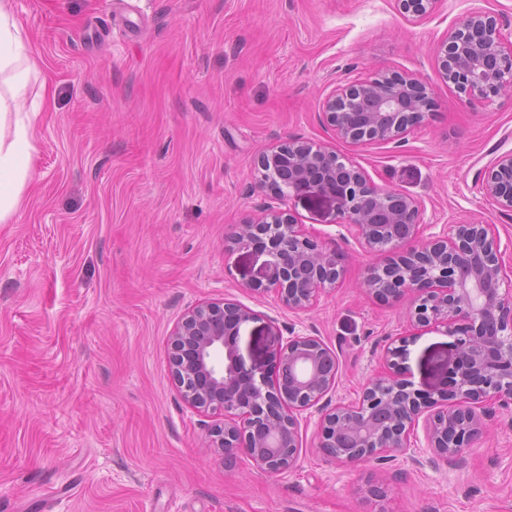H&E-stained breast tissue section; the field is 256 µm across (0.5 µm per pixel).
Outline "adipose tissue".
Instances as JSON below:
<instances>
[{
  "label": "adipose tissue",
  "mask_w": 512,
  "mask_h": 512,
  "mask_svg": "<svg viewBox=\"0 0 512 512\" xmlns=\"http://www.w3.org/2000/svg\"><path fill=\"white\" fill-rule=\"evenodd\" d=\"M40 73L12 0H0V224L10 222L30 179L42 110L41 103L31 100L30 86Z\"/></svg>",
  "instance_id": "obj_1"
}]
</instances>
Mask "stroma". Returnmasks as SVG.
<instances>
[{
    "instance_id": "1",
    "label": "stroma",
    "mask_w": 512,
    "mask_h": 512,
    "mask_svg": "<svg viewBox=\"0 0 512 512\" xmlns=\"http://www.w3.org/2000/svg\"><path fill=\"white\" fill-rule=\"evenodd\" d=\"M51 81L32 178L0 224V512H512V403L490 405L486 435L453 465L345 464L300 420L299 461L269 475L205 447L207 417L168 372L169 333L188 306L236 302L256 318L244 357L265 364L270 326L315 336L339 356L332 402L357 398L407 342L402 369L433 388L454 361L444 330L415 334L407 305L359 285L374 254L314 193L281 207L344 257L335 288L295 313L255 291L265 255L229 250L269 203L255 161L301 139L352 156L378 186L417 198L423 236L494 225L512 268V214L478 171L512 151V98L469 102L441 78L438 42L469 13L512 40V0H440L414 22L397 0H13ZM414 73L434 99L397 142L357 147L321 120L331 82Z\"/></svg>"
}]
</instances>
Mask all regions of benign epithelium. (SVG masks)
<instances>
[{"label":"benign epithelium","instance_id":"obj_1","mask_svg":"<svg viewBox=\"0 0 512 512\" xmlns=\"http://www.w3.org/2000/svg\"><path fill=\"white\" fill-rule=\"evenodd\" d=\"M413 19L432 14L439 0H398ZM435 60L448 85L468 100L491 102L512 92V42L498 19L474 12L437 45ZM432 96L414 74L383 73L333 88L322 102L324 121L352 146L401 139L427 123ZM259 184L278 197L306 192L331 198L342 223L366 248L385 256L360 284L376 301L393 305L412 296L408 319L424 330L446 328L456 337L450 380L425 394L400 377L387 348V369L351 403L330 405L336 388V351L315 336L283 337L271 328L268 369L247 364L238 346L241 327L255 318L234 302H201L174 323L169 334V372L187 408L214 424L207 447L227 460L243 452L262 471L279 475L299 458L301 413L321 412L317 448L334 460L389 463L410 451L424 419L432 461L455 462L486 431L485 404L512 396V289L502 288L504 269L492 225L457 226L420 239L422 207L414 197L375 185L354 160L327 146L290 140L261 153ZM484 194L512 212V151L480 170ZM229 249L267 256L266 283L289 309L304 311L336 286L342 257L324 248L290 214L267 205L238 225Z\"/></svg>","mask_w":512,"mask_h":512}]
</instances>
